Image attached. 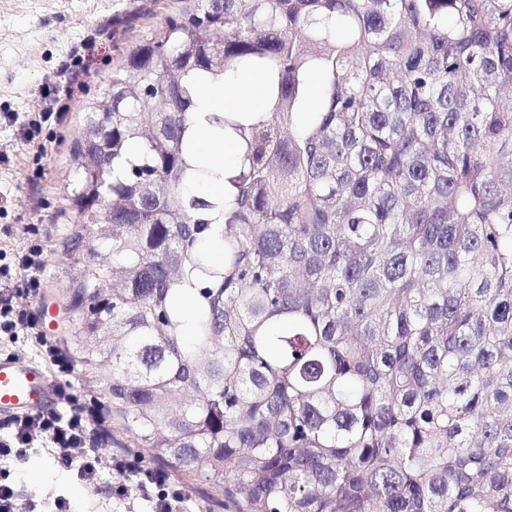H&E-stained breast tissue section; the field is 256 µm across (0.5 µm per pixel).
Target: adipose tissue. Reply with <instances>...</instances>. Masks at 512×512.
Listing matches in <instances>:
<instances>
[{"instance_id":"ef3b65f1","label":"adipose tissue","mask_w":512,"mask_h":512,"mask_svg":"<svg viewBox=\"0 0 512 512\" xmlns=\"http://www.w3.org/2000/svg\"><path fill=\"white\" fill-rule=\"evenodd\" d=\"M266 77L257 71L227 73L223 83L200 84L197 103L199 128H207V117L214 112H261L267 106L265 94ZM203 150L211 167L218 172L217 178L201 185L198 190L208 195H219L229 191V184L222 178L232 175L239 162L238 147L234 141L207 140Z\"/></svg>"}]
</instances>
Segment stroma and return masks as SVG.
Instances as JSON below:
<instances>
[{
	"mask_svg": "<svg viewBox=\"0 0 512 512\" xmlns=\"http://www.w3.org/2000/svg\"><path fill=\"white\" fill-rule=\"evenodd\" d=\"M193 5L194 0H0V254L16 252L32 233L44 244L45 286L30 307L72 364L70 374L53 370L49 377L53 388H64L97 408L96 431L105 436L107 447L139 457L181 486L186 496L182 512H239L221 489L142 448L66 343L72 318L66 291L74 278L65 255L71 227L67 188L74 178L69 149L79 134L83 105L129 49L166 18ZM76 52L85 55L87 70L73 80L71 95L60 96L67 107L64 118L45 128L46 155L34 162L28 121ZM1 479L21 490L27 512H53L60 499L67 512H152L139 488L121 498L108 494L110 485L122 482L121 474L104 466L95 481H86L43 438L34 440L23 456L0 453Z\"/></svg>",
	"mask_w": 512,
	"mask_h": 512,
	"instance_id": "obj_1",
	"label": "stroma"
}]
</instances>
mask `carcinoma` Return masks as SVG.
<instances>
[{"instance_id":"1","label":"carcinoma","mask_w":512,"mask_h":512,"mask_svg":"<svg viewBox=\"0 0 512 512\" xmlns=\"http://www.w3.org/2000/svg\"><path fill=\"white\" fill-rule=\"evenodd\" d=\"M230 69L270 103L201 195ZM84 112L69 339L145 447L249 512H512V0H198ZM266 77L257 71L229 72L223 84L200 83L197 116L200 129L208 127L206 118L214 112H263L267 106ZM203 150L210 166L220 173L224 171V184L222 179L212 178L199 185L198 191L208 195H220L224 191V195H226L230 189L227 178L233 174L239 162L236 143L230 139H224V142L206 140L203 142Z\"/></svg>"}]
</instances>
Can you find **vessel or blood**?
<instances>
[{"instance_id": "obj_1", "label": "vessel or blood", "mask_w": 512, "mask_h": 512, "mask_svg": "<svg viewBox=\"0 0 512 512\" xmlns=\"http://www.w3.org/2000/svg\"><path fill=\"white\" fill-rule=\"evenodd\" d=\"M53 403V390L45 368L33 361L0 360V415L16 417Z\"/></svg>"}]
</instances>
